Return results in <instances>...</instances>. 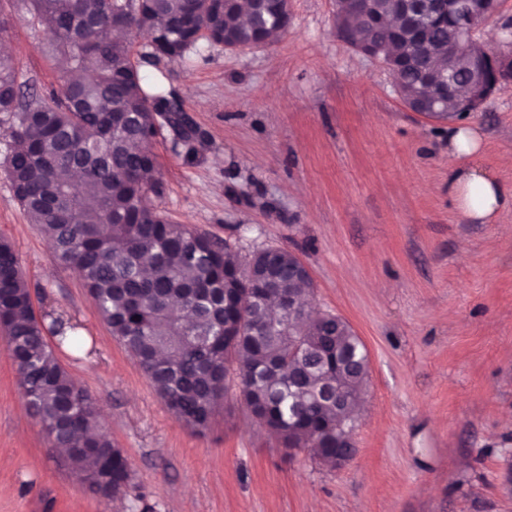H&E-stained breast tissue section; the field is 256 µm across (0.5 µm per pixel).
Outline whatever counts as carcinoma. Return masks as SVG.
Wrapping results in <instances>:
<instances>
[{"mask_svg": "<svg viewBox=\"0 0 512 512\" xmlns=\"http://www.w3.org/2000/svg\"><path fill=\"white\" fill-rule=\"evenodd\" d=\"M70 76L51 102L30 97L12 58L0 55V127L8 138L4 167L29 221L43 227L55 256L75 268L103 322L174 416L202 433L229 391L284 448L307 449L336 467V428L354 422L367 386L369 356L354 331L332 314L288 313V294L313 293L289 279L297 259L286 249L243 260L226 241L176 224L152 203L160 183L153 141L180 126L172 91L132 59L129 35L148 58H182L205 39L245 49L248 24L224 0H30ZM436 53L430 71L445 76L456 28L421 17L416 24ZM124 32L122 39L107 34ZM424 69L404 68L400 86L419 93ZM473 70L452 73L456 100L469 95ZM80 174L79 184L65 173ZM251 292L254 303L240 306ZM276 322L268 325L269 307ZM0 330L21 380L26 405L96 495L131 487L128 456L104 431L91 394L77 388L48 341L77 347V326L39 317L11 240L0 237Z\"/></svg>", "mask_w": 512, "mask_h": 512, "instance_id": "1", "label": "carcinoma"}]
</instances>
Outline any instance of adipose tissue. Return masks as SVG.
Instances as JSON below:
<instances>
[{"label": "adipose tissue", "mask_w": 512, "mask_h": 512, "mask_svg": "<svg viewBox=\"0 0 512 512\" xmlns=\"http://www.w3.org/2000/svg\"><path fill=\"white\" fill-rule=\"evenodd\" d=\"M481 140L466 126L448 129V153L453 164L448 170V200L468 221L489 222L502 210L512 208V186L487 173L478 163Z\"/></svg>", "instance_id": "adipose-tissue-1"}]
</instances>
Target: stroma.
<instances>
[{
	"label": "stroma",
	"instance_id": "stroma-1",
	"mask_svg": "<svg viewBox=\"0 0 512 512\" xmlns=\"http://www.w3.org/2000/svg\"><path fill=\"white\" fill-rule=\"evenodd\" d=\"M266 47L200 41L153 66L203 141L185 160L153 144L154 204L241 256L266 247L308 267L314 304L346 320L370 358L342 468L287 452L246 408L205 434L181 424L111 335L78 274L57 261L0 167V235L37 313L78 324L57 356L89 391L131 463L124 512H512V209L463 221L448 202V124L408 110L382 62L336 34V0H290ZM28 0H0V51L38 93L60 90L51 34ZM465 124L481 166L512 184V78ZM29 412L0 339V512H113Z\"/></svg>",
	"mask_w": 512,
	"mask_h": 512
}]
</instances>
